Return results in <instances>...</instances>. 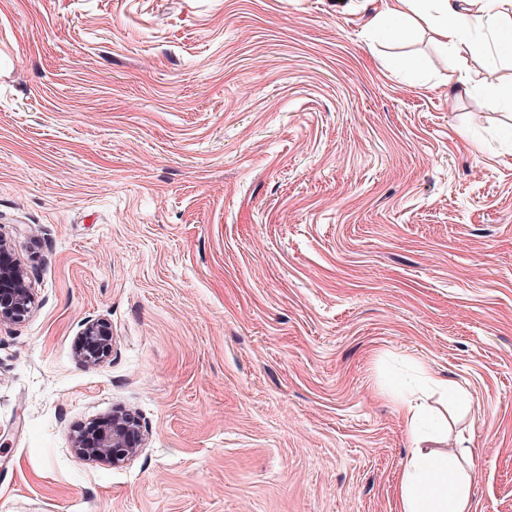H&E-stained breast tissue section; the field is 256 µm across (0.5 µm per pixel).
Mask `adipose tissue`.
<instances>
[{
    "instance_id": "adipose-tissue-1",
    "label": "adipose tissue",
    "mask_w": 512,
    "mask_h": 512,
    "mask_svg": "<svg viewBox=\"0 0 512 512\" xmlns=\"http://www.w3.org/2000/svg\"><path fill=\"white\" fill-rule=\"evenodd\" d=\"M372 32L399 41L428 29L450 57L472 53V36L488 35L493 47L512 53V0H380ZM473 458L469 449L440 453L414 449L401 471L398 512H471L469 485Z\"/></svg>"
}]
</instances>
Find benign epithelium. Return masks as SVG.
I'll list each match as a JSON object with an SVG mask.
<instances>
[{
  "instance_id": "7a95c632",
  "label": "benign epithelium",
  "mask_w": 512,
  "mask_h": 512,
  "mask_svg": "<svg viewBox=\"0 0 512 512\" xmlns=\"http://www.w3.org/2000/svg\"><path fill=\"white\" fill-rule=\"evenodd\" d=\"M35 294L28 273L16 263L7 239L0 234V323H21L31 314ZM76 354L85 364L95 366L112 356V325L104 318L87 319L76 338ZM139 417L121 407L112 414L77 431L72 449L91 464L119 465L137 454L145 444Z\"/></svg>"
}]
</instances>
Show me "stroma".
Wrapping results in <instances>:
<instances>
[{
	"label": "stroma",
	"instance_id": "obj_1",
	"mask_svg": "<svg viewBox=\"0 0 512 512\" xmlns=\"http://www.w3.org/2000/svg\"><path fill=\"white\" fill-rule=\"evenodd\" d=\"M378 6L0 0V234L37 295L0 325V512H398L417 447L512 512V112ZM407 383L447 434L409 433ZM116 404L146 446L88 463ZM76 338V354L85 364L95 366L112 355V325L104 318L88 319Z\"/></svg>",
	"mask_w": 512,
	"mask_h": 512
}]
</instances>
